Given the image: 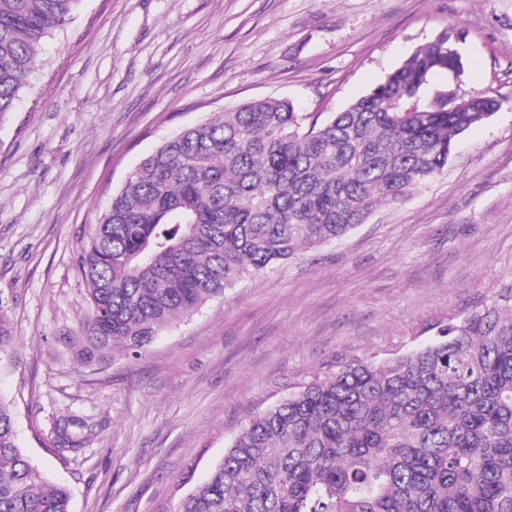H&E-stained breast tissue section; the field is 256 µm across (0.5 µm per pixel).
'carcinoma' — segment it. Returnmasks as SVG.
Segmentation results:
<instances>
[{"label": "carcinoma", "instance_id": "1", "mask_svg": "<svg viewBox=\"0 0 512 512\" xmlns=\"http://www.w3.org/2000/svg\"><path fill=\"white\" fill-rule=\"evenodd\" d=\"M78 2L0 0V117ZM458 41L444 31L320 123L263 98L165 140L113 191L78 254L81 359L141 354L244 274L344 236L441 172L457 138L499 106L489 94L422 98L434 74H463ZM432 330L425 346L346 359L252 417L178 512H512V273ZM80 426L56 423L58 452L83 449ZM0 512H71L1 402Z\"/></svg>", "mask_w": 512, "mask_h": 512}]
</instances>
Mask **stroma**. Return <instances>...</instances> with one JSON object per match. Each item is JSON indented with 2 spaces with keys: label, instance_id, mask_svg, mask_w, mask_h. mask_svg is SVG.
<instances>
[{
  "label": "stroma",
  "instance_id": "obj_1",
  "mask_svg": "<svg viewBox=\"0 0 512 512\" xmlns=\"http://www.w3.org/2000/svg\"><path fill=\"white\" fill-rule=\"evenodd\" d=\"M460 78L497 111L444 170L343 237L260 273L162 331L142 355L87 365L77 267L113 190L165 139L265 97L330 115L444 29ZM512 272V0H79L0 118V399L72 512H176L248 420L352 357L429 343ZM78 415L79 454L52 453Z\"/></svg>",
  "mask_w": 512,
  "mask_h": 512
}]
</instances>
